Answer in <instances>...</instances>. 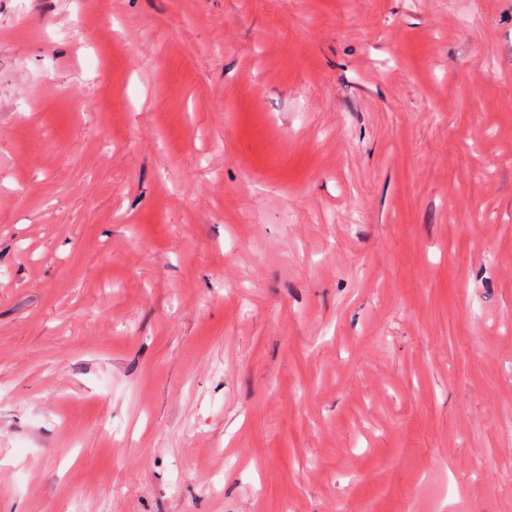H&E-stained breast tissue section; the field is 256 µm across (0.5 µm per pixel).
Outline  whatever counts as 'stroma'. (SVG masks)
<instances>
[{
    "label": "stroma",
    "instance_id": "1",
    "mask_svg": "<svg viewBox=\"0 0 512 512\" xmlns=\"http://www.w3.org/2000/svg\"><path fill=\"white\" fill-rule=\"evenodd\" d=\"M0 512H512V0H0Z\"/></svg>",
    "mask_w": 512,
    "mask_h": 512
}]
</instances>
